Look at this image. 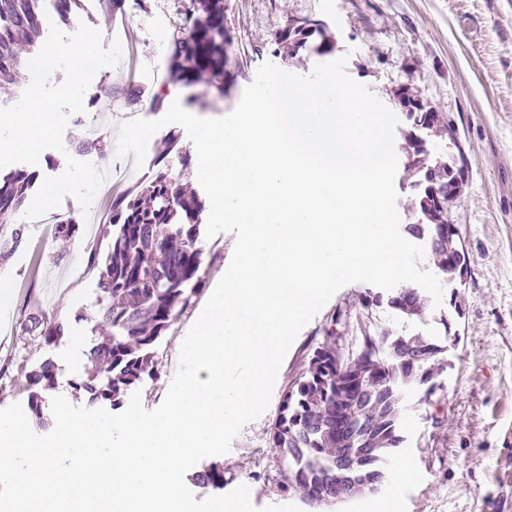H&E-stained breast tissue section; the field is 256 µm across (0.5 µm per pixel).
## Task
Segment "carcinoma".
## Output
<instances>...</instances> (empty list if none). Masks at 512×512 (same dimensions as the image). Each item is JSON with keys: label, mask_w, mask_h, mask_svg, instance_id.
I'll return each instance as SVG.
<instances>
[{"label": "carcinoma", "mask_w": 512, "mask_h": 512, "mask_svg": "<svg viewBox=\"0 0 512 512\" xmlns=\"http://www.w3.org/2000/svg\"><path fill=\"white\" fill-rule=\"evenodd\" d=\"M42 0H0V87H15L19 67L31 53L35 38L42 34ZM59 18L68 23L79 17L82 0H47ZM207 14L202 24L189 13L184 28L189 37L174 41L168 64L173 85L188 81L205 82L224 95V73L219 66L224 56V12L222 0H203ZM313 29L286 26L275 38L279 55L287 61L306 47ZM411 130L404 135L407 155L405 171L416 191L415 215L405 231L421 241L446 286L455 281L448 265V252L456 240L448 236V207L457 198L444 194L439 206L429 205L431 177L448 181L455 159L431 155L428 141L448 133V124L434 109L405 94ZM168 140L155 157L157 171L136 192L112 200V246L104 259L90 254V265L99 269L102 297L98 315L110 328L111 338L93 346L85 356L94 371L74 385L92 403L109 402L120 407L124 397L144 378L157 372L153 346L189 307L191 295L203 286V251L200 243V215L204 205L193 192L186 191L171 175L164 160L172 151ZM32 178L21 171L0 179V258L14 253L26 238L28 227L14 222L24 206ZM73 219L55 225V235L66 240L80 236ZM389 306L407 318H421L426 299L416 288H399ZM34 328L50 344L69 332L64 321L33 319ZM309 361L305 374L287 387L278 415L271 426L269 442L287 462L286 488L300 492L310 505L322 495L336 496V459L347 456L358 442L347 435L336 440V419L351 403L372 396L368 413L357 436L373 433L370 483L384 479V467L404 443L400 434L402 407L416 387L428 384L445 370L438 356L445 348L421 336H372L364 334L360 347L345 352L336 347L335 331ZM379 370L376 390L364 391L360 377L366 368ZM27 379L33 391L29 408L40 413L39 391L50 390L57 380V367L45 359L32 369ZM195 483L224 489V468L217 464L196 472Z\"/></svg>", "instance_id": "cac0c4a2"}]
</instances>
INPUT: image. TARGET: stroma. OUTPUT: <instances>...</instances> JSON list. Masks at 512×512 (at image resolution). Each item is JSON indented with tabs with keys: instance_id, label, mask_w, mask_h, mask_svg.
<instances>
[{
	"instance_id": "35a3bbf8",
	"label": "stroma",
	"mask_w": 512,
	"mask_h": 512,
	"mask_svg": "<svg viewBox=\"0 0 512 512\" xmlns=\"http://www.w3.org/2000/svg\"><path fill=\"white\" fill-rule=\"evenodd\" d=\"M224 29L230 39L224 59V96L201 84L176 86L180 100L203 118L228 115L238 105L260 64L282 65L309 74L315 65L347 57L346 70L392 112L394 93L409 88L434 107L454 131L453 139H436L431 150L454 155L468 171L460 196L448 211L469 257L463 281L445 287L458 295L462 308L450 303L429 308L421 320L400 317L386 304L362 308L366 283L337 291L299 332L279 370L270 403L245 425L228 454L217 457L224 469V489L247 486L255 506L294 504L317 512L300 496L285 491L286 466L268 443L284 389L306 371L327 328L336 344L351 347L362 333L428 336L444 346L447 369L436 378L432 395L415 389L401 422L405 442L396 453L414 470L409 482L390 479L381 493L352 500L339 512H379L383 499L396 501L398 512H512V0H223ZM198 0H124L122 9H92L86 25L99 29L103 47L120 42L117 66L99 70L84 94V112L70 115L63 150H44L38 164H21L35 185L61 175L67 157L95 166L119 164L117 127L128 119L161 118L165 107L150 108L152 96L167 83L174 36ZM322 21L324 36H312L295 59L282 61L275 37L290 21ZM139 88L140 103L127 99V87ZM102 140L99 151L82 152L80 139ZM176 138L168 157L172 176L196 184L197 166H182L181 155L196 150L177 124L151 137L140 169L114 188L101 187L90 211L74 197L60 210L75 220L90 218L92 234L73 241L56 239L49 224L30 225L25 242L0 263L9 290L0 296V408L27 404L26 375L44 359L58 368L57 387L44 393L43 416H30L33 431L48 434L54 418L53 395L87 406L73 387L85 372L82 352L102 341L107 331L92 316L101 296L99 272L90 254L106 256L112 245L106 199L137 189L153 175L156 153L165 139ZM236 236L224 232L201 242L205 284L191 304L155 345L157 374L140 385L141 402L154 410L163 402L179 366V348L215 289L232 254ZM340 322H333V315ZM65 321L70 333L45 344L27 330L30 317Z\"/></svg>"
}]
</instances>
